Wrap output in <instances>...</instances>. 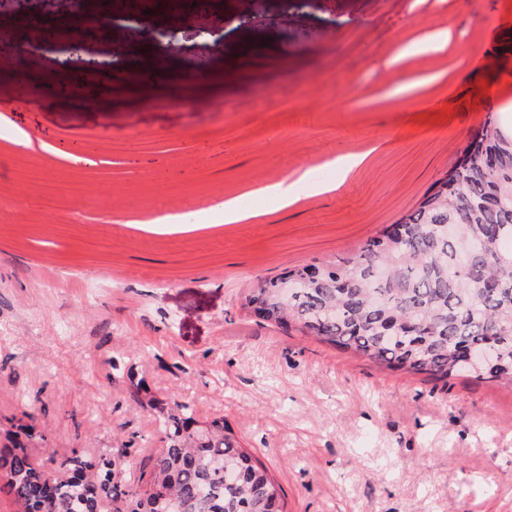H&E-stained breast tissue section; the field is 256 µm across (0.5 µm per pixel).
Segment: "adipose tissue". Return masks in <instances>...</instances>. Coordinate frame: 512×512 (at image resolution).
<instances>
[{"instance_id": "obj_1", "label": "adipose tissue", "mask_w": 512, "mask_h": 512, "mask_svg": "<svg viewBox=\"0 0 512 512\" xmlns=\"http://www.w3.org/2000/svg\"><path fill=\"white\" fill-rule=\"evenodd\" d=\"M367 159L368 155L364 152L342 155L332 162L334 180L320 183L309 181L304 174L296 178L287 176L277 183L257 187L256 192L264 197L272 208L284 209L297 203L301 192L322 195L339 189Z\"/></svg>"}]
</instances>
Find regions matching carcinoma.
I'll return each mask as SVG.
<instances>
[{
    "mask_svg": "<svg viewBox=\"0 0 512 512\" xmlns=\"http://www.w3.org/2000/svg\"><path fill=\"white\" fill-rule=\"evenodd\" d=\"M244 306L375 364L435 381L465 376L512 387V137L486 124L415 209L336 263L288 270ZM164 443L139 473L128 448L78 450L38 464L45 441L17 424L0 448V489L22 512H285L283 488L224 422L201 426L188 402L154 397Z\"/></svg>",
    "mask_w": 512,
    "mask_h": 512,
    "instance_id": "obj_1",
    "label": "carcinoma"
}]
</instances>
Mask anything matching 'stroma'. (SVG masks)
<instances>
[{
	"label": "stroma",
	"instance_id": "35a3bbf8",
	"mask_svg": "<svg viewBox=\"0 0 512 512\" xmlns=\"http://www.w3.org/2000/svg\"><path fill=\"white\" fill-rule=\"evenodd\" d=\"M452 23L444 55L378 56ZM168 19L121 16L84 50L30 30L0 62V428L32 416L37 460L162 443L135 389L225 421L286 493L287 512H512V388L441 383L266 324L249 288L332 263L413 210L487 122L512 125V0H216L175 40ZM176 60L188 83L143 91L133 53ZM262 55L241 65L250 45ZM118 64L111 95L82 82ZM437 74L414 95L393 89ZM266 101H259V94ZM31 130L40 147L18 146ZM86 142L93 158L74 162ZM369 151L339 190L273 210L254 188ZM76 186L49 196L33 168ZM252 218L225 223L219 198ZM194 229L149 232L159 213ZM120 370H113V363Z\"/></svg>",
	"mask_w": 512,
	"mask_h": 512
}]
</instances>
